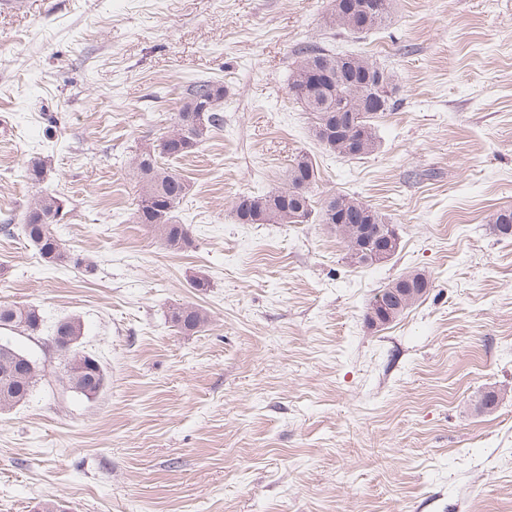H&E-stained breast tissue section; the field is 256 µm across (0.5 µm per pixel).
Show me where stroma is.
<instances>
[{
  "label": "stroma",
  "mask_w": 512,
  "mask_h": 512,
  "mask_svg": "<svg viewBox=\"0 0 512 512\" xmlns=\"http://www.w3.org/2000/svg\"><path fill=\"white\" fill-rule=\"evenodd\" d=\"M335 0H20L0 8V303L36 306L37 335L1 330L43 378L0 410V512H512V0H393L361 38ZM364 55L397 103L360 159L325 150L288 93L296 47ZM224 87V127L165 159L192 191L166 250L135 223L136 154L171 129L189 82ZM314 157L315 201L354 196L400 247L352 266L328 224H241L237 197L285 187ZM46 162L42 187L26 176ZM69 215L79 266L51 267L22 231L40 188ZM420 270L427 294L383 329L377 291ZM205 273L210 287L190 281ZM193 303L208 324L167 319ZM83 324L106 372L63 381L51 328ZM505 396L484 409L481 396ZM376 4V7L370 8V16L368 21L363 25L358 24H347L339 14H336V10L331 14L329 23L332 26L341 31L351 35L355 38H360L362 35H366L371 31L380 29L389 20V0H370L369 4Z\"/></svg>",
  "instance_id": "35a3bbf8"
}]
</instances>
